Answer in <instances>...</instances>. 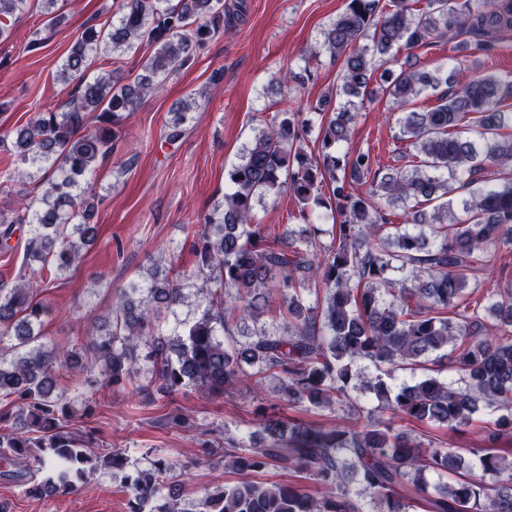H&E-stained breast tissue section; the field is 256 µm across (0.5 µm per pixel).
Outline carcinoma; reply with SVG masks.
I'll return each instance as SVG.
<instances>
[{"label": "carcinoma", "mask_w": 512, "mask_h": 512, "mask_svg": "<svg viewBox=\"0 0 512 512\" xmlns=\"http://www.w3.org/2000/svg\"><path fill=\"white\" fill-rule=\"evenodd\" d=\"M425 6H419L420 2ZM28 0H0V38ZM246 3L224 0H118V20L86 27L71 45L59 77L75 83L65 112L40 111L13 130L16 167L42 165L51 171L42 192L24 213H0V244L8 245L14 225L28 226L23 264L35 272L64 274L80 258V246L95 241L102 198L90 184L112 151L125 120L137 104L176 67L192 63L196 48L242 17ZM512 31V0H346L345 10L323 32L308 56H345L341 84L318 103L321 123L317 151L309 149L310 120L280 112L271 127L245 146L229 173V191L199 216L191 252V276L211 284L204 307L180 331L166 333L168 314L183 301L187 278L158 277L117 306L112 331L74 351H47L41 303L33 286L20 279L0 284V342L12 341L10 363L0 366V478L23 483L34 497L75 492L102 466L121 475L129 512H363L358 495L386 504L387 512H512V288H498L470 301L464 292L481 282L487 255L512 245V76L482 74L458 82L437 69L398 66L397 53L431 40H457L465 58L479 62ZM370 44L358 46L359 41ZM151 52L133 78L118 70L87 71L100 55L124 52L135 43ZM389 108L399 111L401 140L409 152L402 165H388L367 179L374 165L368 151L338 154L350 139L355 98L372 74ZM446 86L439 104L409 109L428 90ZM191 105L173 110L168 139L182 133ZM96 114L94 132H83ZM472 120L480 138L459 135ZM473 187L453 212L455 183ZM291 195L305 223L281 233L257 221L255 203L266 196ZM401 204L405 222L391 224L379 200ZM334 206L340 217L332 243L317 246L314 208ZM323 295L307 301L311 285ZM270 288L283 291V322L274 330H249L266 306ZM149 365L146 400L153 392L172 394L193 385L226 391L244 380L276 377V397L291 408H355L352 367L367 361L381 374L368 385L390 417L381 426L362 423L306 424L268 419L267 443L224 450L225 466L239 480L208 493L193 508L169 498L155 504L169 464L129 470L121 453L98 457L91 440L65 429L72 401L56 390L73 368L81 387L117 386ZM453 368L461 384L441 379ZM421 370L412 384L394 385L392 372ZM497 413L482 428V445L469 449L475 471L460 472L462 458L451 448H433L402 424L434 423L450 431L472 424L481 408ZM310 471L320 489L300 482L267 483L255 475L271 466ZM360 486V493L352 485Z\"/></svg>", "instance_id": "carcinoma-1"}]
</instances>
